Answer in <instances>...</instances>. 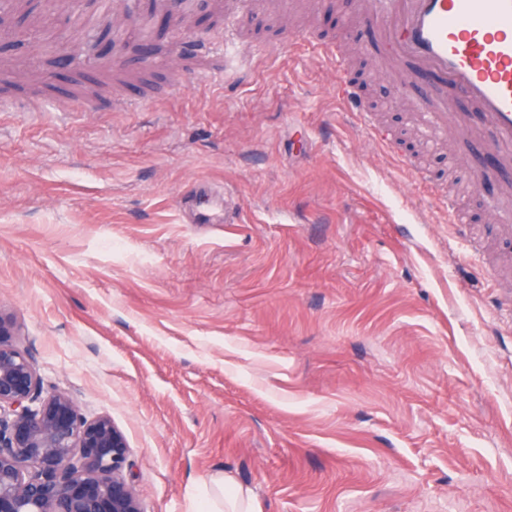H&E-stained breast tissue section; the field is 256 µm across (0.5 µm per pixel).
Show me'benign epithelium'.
I'll list each match as a JSON object with an SVG mask.
<instances>
[{
	"label": "benign epithelium",
	"mask_w": 512,
	"mask_h": 512,
	"mask_svg": "<svg viewBox=\"0 0 512 512\" xmlns=\"http://www.w3.org/2000/svg\"><path fill=\"white\" fill-rule=\"evenodd\" d=\"M117 42L109 24L85 38L90 51ZM129 456L108 416L45 388L0 309V512H146L125 476Z\"/></svg>",
	"instance_id": "1"
}]
</instances>
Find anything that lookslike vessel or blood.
<instances>
[{"label": "vessel or blood", "mask_w": 512, "mask_h": 512, "mask_svg": "<svg viewBox=\"0 0 512 512\" xmlns=\"http://www.w3.org/2000/svg\"><path fill=\"white\" fill-rule=\"evenodd\" d=\"M382 29L388 56L418 62L475 102L495 133L496 175L512 183V0H393Z\"/></svg>", "instance_id": "obj_1"}]
</instances>
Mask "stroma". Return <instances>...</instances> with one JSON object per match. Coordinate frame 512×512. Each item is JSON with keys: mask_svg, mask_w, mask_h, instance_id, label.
Wrapping results in <instances>:
<instances>
[{"mask_svg": "<svg viewBox=\"0 0 512 512\" xmlns=\"http://www.w3.org/2000/svg\"><path fill=\"white\" fill-rule=\"evenodd\" d=\"M380 0H228L165 69L138 40L109 55L129 82L69 102L100 77L78 35L57 46L0 25L1 54L64 80L0 102V308L46 385L124 434L147 512H198L218 472L259 512H512V240L479 175L493 134L426 123L414 75L398 89ZM346 42L341 61L324 48ZM365 66L376 145L337 76ZM419 162L462 206L411 181ZM239 221H224L225 204Z\"/></svg>", "mask_w": 512, "mask_h": 512, "instance_id": "obj_1", "label": "stroma"}]
</instances>
